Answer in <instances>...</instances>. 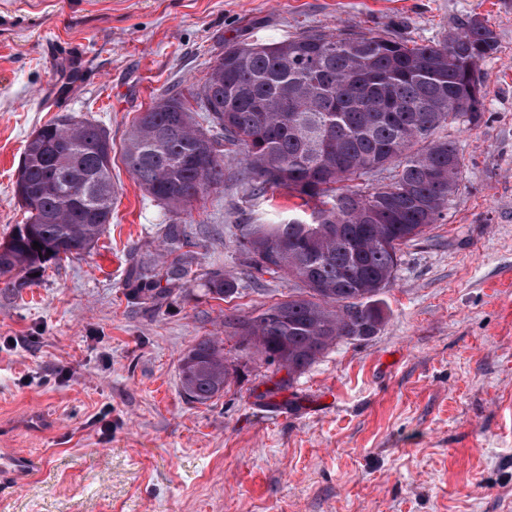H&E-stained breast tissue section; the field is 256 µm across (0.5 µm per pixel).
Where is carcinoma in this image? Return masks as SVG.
Segmentation results:
<instances>
[{"instance_id":"1","label":"carcinoma","mask_w":512,"mask_h":512,"mask_svg":"<svg viewBox=\"0 0 512 512\" xmlns=\"http://www.w3.org/2000/svg\"><path fill=\"white\" fill-rule=\"evenodd\" d=\"M496 50L494 32L477 17L434 45L374 31H305L231 45L190 93L196 104L212 95L217 111L198 112L172 91L132 125L122 161L170 211L223 184L231 154L241 155L255 190H284L301 200L273 224L256 218L236 225L249 267L302 283L258 315L228 322L238 337L237 359L256 354L286 370L278 390L290 388L337 341L380 330L377 296L394 277L401 247L438 223L462 178L456 145L437 131L461 117L479 121L485 94L476 70ZM191 120L208 136L189 131ZM377 164L386 183L370 191L353 185L380 173ZM15 193L27 217L0 243L7 288L95 247L112 221V138L89 120L57 116L27 141ZM187 246L186 229L167 225L161 265L135 259L133 292L166 297L198 265ZM205 287L217 300L238 293L235 279L219 272L207 274ZM231 371L223 346L203 337L181 360L182 390L203 404L224 391Z\"/></svg>"}]
</instances>
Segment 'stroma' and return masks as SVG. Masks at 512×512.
Wrapping results in <instances>:
<instances>
[{"instance_id":"35a3bbf8","label":"stroma","mask_w":512,"mask_h":512,"mask_svg":"<svg viewBox=\"0 0 512 512\" xmlns=\"http://www.w3.org/2000/svg\"><path fill=\"white\" fill-rule=\"evenodd\" d=\"M494 30L479 64L478 123L443 133L464 162L439 224L403 246L376 335L342 340L293 388L255 359L207 403L183 394L181 358L224 320L295 293L249 274L234 242L249 216L297 205L253 198L238 156L186 211L157 204L121 161L139 112L201 86L232 44L304 31L443 41L468 17ZM0 243L25 212L24 147L52 117L112 138V222L91 253L0 287V449L43 469L0 492V512H512V0H0ZM186 224L199 265L155 306L132 297V260ZM222 271L239 292L205 295ZM50 415L49 428L27 416Z\"/></svg>"}]
</instances>
